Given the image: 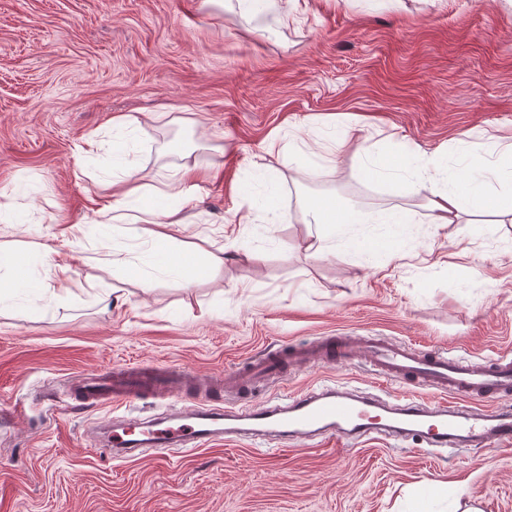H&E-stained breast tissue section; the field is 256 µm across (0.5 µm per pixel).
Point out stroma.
I'll use <instances>...</instances> for the list:
<instances>
[{
    "label": "stroma",
    "mask_w": 512,
    "mask_h": 512,
    "mask_svg": "<svg viewBox=\"0 0 512 512\" xmlns=\"http://www.w3.org/2000/svg\"><path fill=\"white\" fill-rule=\"evenodd\" d=\"M291 22L243 17L232 0H0V190L8 238L44 296L0 294V512H512V448L418 452L409 443L271 451L260 441L116 460L46 385L112 364H191L225 373L288 340L388 336L472 360L512 350V222L493 211L433 232L407 227L383 269L343 247L306 256L301 202L334 195L361 211L421 198L378 181L357 147L335 166L288 163L304 138L324 151L362 127L390 151L421 149L449 170L512 142V5L507 0H296ZM121 114L139 117L125 134ZM279 170L282 219L235 224L232 185ZM197 189L178 240L223 251L189 287L130 266L150 248L138 225L101 229L112 178ZM80 224L84 235L69 229ZM261 255L249 261L243 248ZM68 262L57 282L53 266ZM324 385L383 389L366 367L291 370L264 396Z\"/></svg>",
    "instance_id": "stroma-1"
}]
</instances>
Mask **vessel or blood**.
<instances>
[{
    "mask_svg": "<svg viewBox=\"0 0 512 512\" xmlns=\"http://www.w3.org/2000/svg\"><path fill=\"white\" fill-rule=\"evenodd\" d=\"M359 361L381 379L411 386L401 404L366 390L353 394L307 390L283 405L264 399L224 405L225 388L250 390L293 361ZM64 406H108L123 413L105 444L113 458L147 448L162 455L206 443L269 436L283 446L307 448L335 436L347 445L372 435H394L430 447H486L512 443V354L488 363L426 352L379 336H327L313 347L280 346L225 376H200L189 365H115L71 377L58 394ZM150 402L159 415L146 421L132 407Z\"/></svg>",
    "mask_w": 512,
    "mask_h": 512,
    "instance_id": "1",
    "label": "vessel or blood"
}]
</instances>
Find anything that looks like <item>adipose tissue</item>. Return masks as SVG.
I'll list each match as a JSON object with an SVG mask.
<instances>
[{"label": "adipose tissue", "instance_id": "obj_1", "mask_svg": "<svg viewBox=\"0 0 512 512\" xmlns=\"http://www.w3.org/2000/svg\"><path fill=\"white\" fill-rule=\"evenodd\" d=\"M405 170L409 179L404 188L422 194L423 219L432 229L458 223L461 213L470 205L494 207L512 213V189L499 184L501 175L512 177V144L500 150L499 163L494 169L476 157L466 167L451 174L436 160L416 153L408 157ZM150 191L147 185L122 187L119 196L98 210L100 223L140 224L138 202ZM237 196L241 204L234 214L235 223L280 222L279 182L273 167L256 166L249 180L238 186ZM301 209L304 223L316 227L303 244L304 251L315 259L327 255L335 238L353 225H377L379 238L398 242L402 239V225L416 221L414 214L402 213L395 208L360 212L333 196L307 199ZM142 232L154 244L151 263L178 275L184 286H191L208 265L224 261L223 256L187 248L165 231L143 226Z\"/></svg>", "mask_w": 512, "mask_h": 512}]
</instances>
